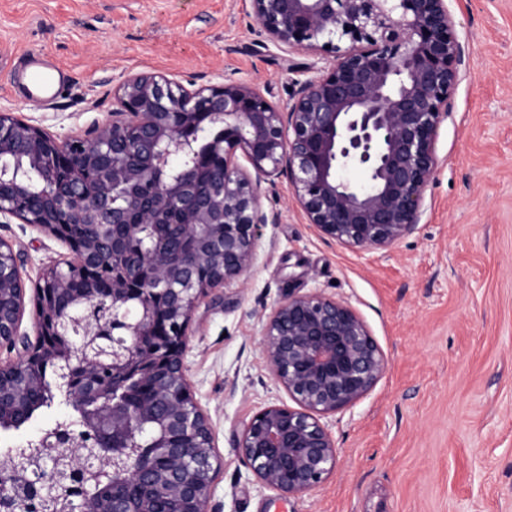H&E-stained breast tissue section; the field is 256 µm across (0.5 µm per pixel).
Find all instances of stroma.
<instances>
[{
	"instance_id": "1",
	"label": "stroma",
	"mask_w": 512,
	"mask_h": 512,
	"mask_svg": "<svg viewBox=\"0 0 512 512\" xmlns=\"http://www.w3.org/2000/svg\"><path fill=\"white\" fill-rule=\"evenodd\" d=\"M448 8L465 63L415 232L374 250L323 238L287 177H271L261 202L280 219L261 226L254 267L192 315L186 373L220 463L209 512H512V0ZM35 49L69 78L39 104L9 79ZM327 59L273 45L251 0H0V111L63 136L105 120L134 72L243 82L283 106L298 68L313 77ZM0 237L31 287L68 253L22 224H0ZM314 291L355 308L388 366L324 419L335 473L288 495L257 479L238 443L254 415L289 401L263 357L265 325L279 302Z\"/></svg>"
}]
</instances>
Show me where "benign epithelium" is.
<instances>
[{"label":"benign epithelium","mask_w":512,"mask_h":512,"mask_svg":"<svg viewBox=\"0 0 512 512\" xmlns=\"http://www.w3.org/2000/svg\"><path fill=\"white\" fill-rule=\"evenodd\" d=\"M251 2L272 43L331 54L284 108L246 83L189 89L138 72L119 85L111 118L78 136L0 113V219L54 239L70 256L47 266L35 287L32 342L20 332L21 262L0 237V295H17L16 304H0V351L11 354L0 359V406L23 404L32 369L56 362L52 337L70 321L57 298L74 293L78 278L102 280L112 317L90 313L82 329L112 341V361L81 355L58 366L61 392L83 414L39 437L38 447L85 448L116 466L135 420L151 418L161 431L158 471L133 468L127 478L178 512H207L220 469L184 365L187 329L202 298L253 268L259 226L278 221L261 206V180L287 175L308 223L344 245L383 249L413 233L463 62L448 0ZM215 124L222 130L197 148ZM239 152L250 168L234 162ZM349 166L367 172L365 185L341 177ZM171 223L177 234L133 247L142 227ZM74 224L91 233L71 239ZM262 352L295 406L257 413L239 440L241 454L266 486L288 495L317 489L338 463L322 418L362 399L387 361L355 309L319 292L277 305ZM130 377L150 387L135 409L118 395ZM60 465V457H44L31 483L55 479ZM12 466L10 455L0 463V505L13 497ZM82 471L72 454L65 477L73 512H101Z\"/></svg>","instance_id":"obj_1"}]
</instances>
